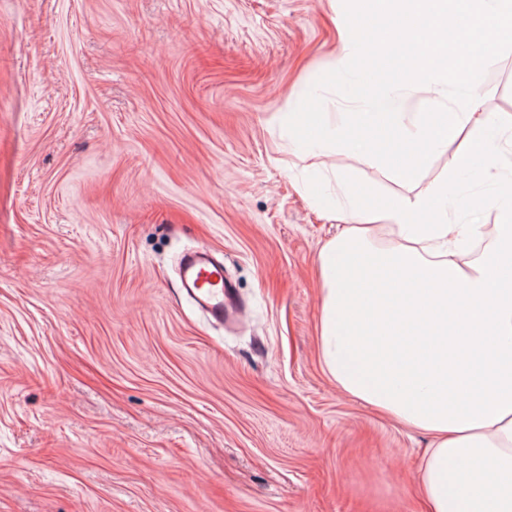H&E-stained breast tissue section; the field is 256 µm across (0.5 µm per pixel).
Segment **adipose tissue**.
Listing matches in <instances>:
<instances>
[{"instance_id": "obj_1", "label": "adipose tissue", "mask_w": 512, "mask_h": 512, "mask_svg": "<svg viewBox=\"0 0 512 512\" xmlns=\"http://www.w3.org/2000/svg\"><path fill=\"white\" fill-rule=\"evenodd\" d=\"M337 73L380 82L366 112H301L312 150L359 155L398 135L404 153L380 161L410 182L457 142L454 167L383 211L334 210L342 228L317 256L323 292L319 349L337 386L429 438L419 476L427 512H512V113L481 111L462 15L490 52L512 46V0H354ZM379 18L370 26L365 12ZM399 50L404 68L384 80ZM491 188L484 252L466 259L480 225L448 218L461 175ZM390 226L398 241L375 243Z\"/></svg>"}]
</instances>
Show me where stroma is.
<instances>
[{"label":"stroma","instance_id":"stroma-1","mask_svg":"<svg viewBox=\"0 0 512 512\" xmlns=\"http://www.w3.org/2000/svg\"><path fill=\"white\" fill-rule=\"evenodd\" d=\"M348 0H0V512H425L424 435L318 353L325 203L424 188L303 153ZM512 113V48L477 56ZM207 248L241 317L179 287Z\"/></svg>","mask_w":512,"mask_h":512}]
</instances>
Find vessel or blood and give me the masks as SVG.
I'll use <instances>...</instances> for the list:
<instances>
[{"mask_svg": "<svg viewBox=\"0 0 512 512\" xmlns=\"http://www.w3.org/2000/svg\"><path fill=\"white\" fill-rule=\"evenodd\" d=\"M224 268L201 250L186 252L180 264L181 288L204 313L217 322L230 317L232 297L223 284Z\"/></svg>", "mask_w": 512, "mask_h": 512, "instance_id": "obj_1", "label": "vessel or blood"}]
</instances>
